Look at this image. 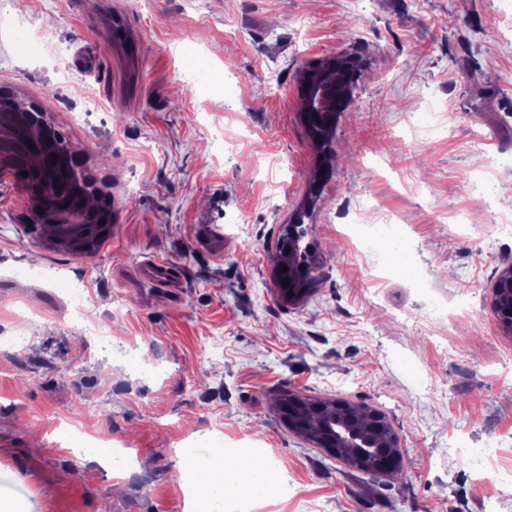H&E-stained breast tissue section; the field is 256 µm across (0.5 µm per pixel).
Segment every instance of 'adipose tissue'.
Returning <instances> with one entry per match:
<instances>
[{"instance_id":"1","label":"adipose tissue","mask_w":512,"mask_h":512,"mask_svg":"<svg viewBox=\"0 0 512 512\" xmlns=\"http://www.w3.org/2000/svg\"><path fill=\"white\" fill-rule=\"evenodd\" d=\"M195 480L197 490L191 498L193 512H215L228 486L236 485L256 499L273 497L279 479L264 462L244 456L234 448L213 449L208 457H189L184 461Z\"/></svg>"}]
</instances>
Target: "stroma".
I'll use <instances>...</instances> for the list:
<instances>
[{"mask_svg": "<svg viewBox=\"0 0 512 512\" xmlns=\"http://www.w3.org/2000/svg\"><path fill=\"white\" fill-rule=\"evenodd\" d=\"M0 17L26 34L0 27V89L42 106L114 211L76 255L0 185V499L186 512L183 437L264 450L288 492L257 512H512V333L491 292L512 265V0H0ZM339 52L363 69L308 222L314 290L287 304L277 237L319 162L298 74ZM75 285L111 350L65 320ZM283 390L383 411L401 474L299 436ZM59 422L128 448L123 491Z\"/></svg>", "mask_w": 512, "mask_h": 512, "instance_id": "stroma-1", "label": "stroma"}]
</instances>
